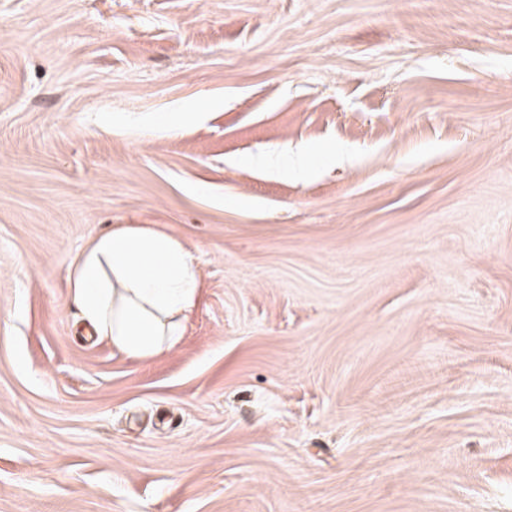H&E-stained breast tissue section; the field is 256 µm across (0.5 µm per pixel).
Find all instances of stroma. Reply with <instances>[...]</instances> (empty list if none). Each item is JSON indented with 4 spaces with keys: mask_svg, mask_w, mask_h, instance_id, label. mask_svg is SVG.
Listing matches in <instances>:
<instances>
[{
    "mask_svg": "<svg viewBox=\"0 0 512 512\" xmlns=\"http://www.w3.org/2000/svg\"><path fill=\"white\" fill-rule=\"evenodd\" d=\"M125 224L148 359L70 300ZM0 512H512V0H0ZM69 285L80 323L128 357L146 359L178 342L199 273L175 238L129 224L92 242L69 272Z\"/></svg>",
    "mask_w": 512,
    "mask_h": 512,
    "instance_id": "stroma-1",
    "label": "stroma"
}]
</instances>
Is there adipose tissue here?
Listing matches in <instances>:
<instances>
[{
	"instance_id": "adipose-tissue-1",
	"label": "adipose tissue",
	"mask_w": 512,
	"mask_h": 512,
	"mask_svg": "<svg viewBox=\"0 0 512 512\" xmlns=\"http://www.w3.org/2000/svg\"><path fill=\"white\" fill-rule=\"evenodd\" d=\"M69 285L80 323L128 357L146 359L177 343L199 273L175 238L129 224L92 242Z\"/></svg>"
}]
</instances>
